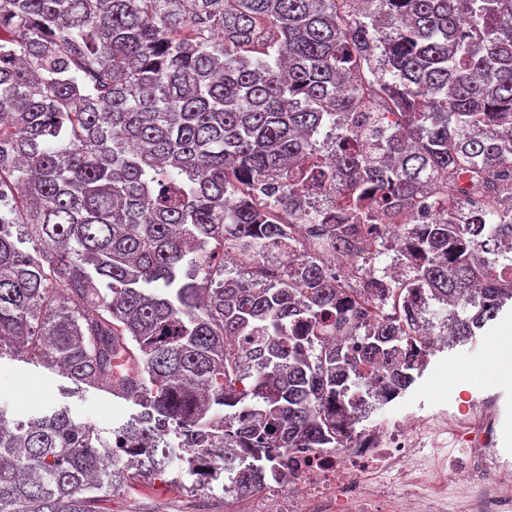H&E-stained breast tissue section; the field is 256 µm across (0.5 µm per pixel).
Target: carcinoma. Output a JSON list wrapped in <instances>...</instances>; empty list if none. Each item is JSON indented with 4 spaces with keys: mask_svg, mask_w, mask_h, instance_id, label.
Returning <instances> with one entry per match:
<instances>
[{
    "mask_svg": "<svg viewBox=\"0 0 512 512\" xmlns=\"http://www.w3.org/2000/svg\"><path fill=\"white\" fill-rule=\"evenodd\" d=\"M340 117L359 131L333 171L309 147ZM511 162L512 0H0V360L137 408L105 436L66 407H0V512H101L183 448L257 493L270 457L239 445L284 469L290 448L336 447L331 401L362 393L355 355L398 395L423 370L411 322L357 330L350 351L328 341L352 295L426 290L459 344L512 303ZM343 169L363 217L463 175L496 200L463 223L438 199V223L393 228L433 260L341 286L282 214ZM345 219L321 217L322 242L363 252L365 225ZM227 249L270 262L226 278Z\"/></svg>",
    "mask_w": 512,
    "mask_h": 512,
    "instance_id": "carcinoma-1",
    "label": "carcinoma"
}]
</instances>
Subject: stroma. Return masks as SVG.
Listing matches in <instances>:
<instances>
[{
	"label": "stroma",
	"instance_id": "1",
	"mask_svg": "<svg viewBox=\"0 0 512 512\" xmlns=\"http://www.w3.org/2000/svg\"><path fill=\"white\" fill-rule=\"evenodd\" d=\"M468 351V346L457 344L431 355L411 388L372 411L369 423L442 409L455 412L490 396L499 409V436H512V390L503 391L499 374L489 363H466ZM4 405L19 419L65 406L78 422L102 430L123 424L133 412L130 404L105 393L73 392L71 381L56 371L7 359L0 360V406ZM102 507L103 512H224L223 503L201 500L185 488L161 482L125 485Z\"/></svg>",
	"mask_w": 512,
	"mask_h": 512
}]
</instances>
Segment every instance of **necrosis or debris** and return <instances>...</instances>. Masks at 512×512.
<instances>
[{
  "label": "necrosis or debris",
  "instance_id": "obj_1",
  "mask_svg": "<svg viewBox=\"0 0 512 512\" xmlns=\"http://www.w3.org/2000/svg\"><path fill=\"white\" fill-rule=\"evenodd\" d=\"M305 250L318 260L324 275L350 277L361 285L368 268L364 255L338 257L336 251L304 241ZM413 315L425 330L422 355H430L448 335L447 309L430 299L416 302ZM356 410H347L337 426L345 441L336 448H293L288 453V479L267 477L262 494L243 495L225 488L222 475L203 476L198 492L222 490L225 512H445L448 480L456 478L469 490L466 512H512V465L497 442V408L484 404L479 411L448 413L428 418L411 414L382 424L359 425ZM459 442L451 463L423 468L425 447H439L443 438Z\"/></svg>",
  "mask_w": 512,
  "mask_h": 512
}]
</instances>
